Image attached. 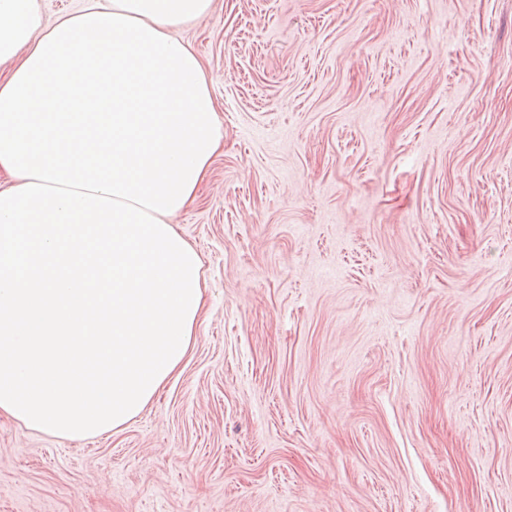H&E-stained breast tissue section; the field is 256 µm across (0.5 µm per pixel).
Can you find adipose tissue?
<instances>
[{
  "label": "adipose tissue",
  "instance_id": "obj_1",
  "mask_svg": "<svg viewBox=\"0 0 512 512\" xmlns=\"http://www.w3.org/2000/svg\"><path fill=\"white\" fill-rule=\"evenodd\" d=\"M212 3L97 0L49 21L0 0V415L107 434L188 356L202 261L170 218L221 134L174 31Z\"/></svg>",
  "mask_w": 512,
  "mask_h": 512
}]
</instances>
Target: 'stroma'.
<instances>
[{"label": "stroma", "instance_id": "1", "mask_svg": "<svg viewBox=\"0 0 512 512\" xmlns=\"http://www.w3.org/2000/svg\"><path fill=\"white\" fill-rule=\"evenodd\" d=\"M188 357L0 512H512V0H214Z\"/></svg>", "mask_w": 512, "mask_h": 512}]
</instances>
